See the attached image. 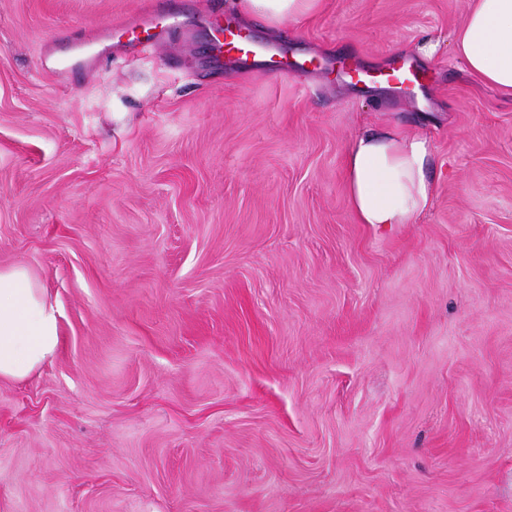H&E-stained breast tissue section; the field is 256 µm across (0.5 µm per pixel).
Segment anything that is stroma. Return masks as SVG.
<instances>
[{
    "label": "stroma",
    "instance_id": "obj_1",
    "mask_svg": "<svg viewBox=\"0 0 512 512\" xmlns=\"http://www.w3.org/2000/svg\"><path fill=\"white\" fill-rule=\"evenodd\" d=\"M150 6L0 0V267L60 311L56 355L0 379V512H512V97L453 53L470 0L246 24L301 83L216 59L231 0L48 69ZM403 57L409 98L331 73ZM365 130L429 140L418 223L350 209ZM88 44V42L76 43L69 56L56 58L55 65L52 67L53 73L62 80L69 75L78 74L84 66L88 65L83 58L85 47Z\"/></svg>",
    "mask_w": 512,
    "mask_h": 512
}]
</instances>
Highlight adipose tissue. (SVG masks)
Instances as JSON below:
<instances>
[{"label":"adipose tissue","mask_w":512,"mask_h":512,"mask_svg":"<svg viewBox=\"0 0 512 512\" xmlns=\"http://www.w3.org/2000/svg\"><path fill=\"white\" fill-rule=\"evenodd\" d=\"M318 0H234L243 19L271 28L298 20ZM455 55L483 84L512 94V0H471ZM429 141L391 131L363 132L344 156L347 201L358 223L414 224L428 211L435 186L428 174ZM59 310L23 266L0 268V379L27 377L59 345Z\"/></svg>","instance_id":"obj_1"}]
</instances>
